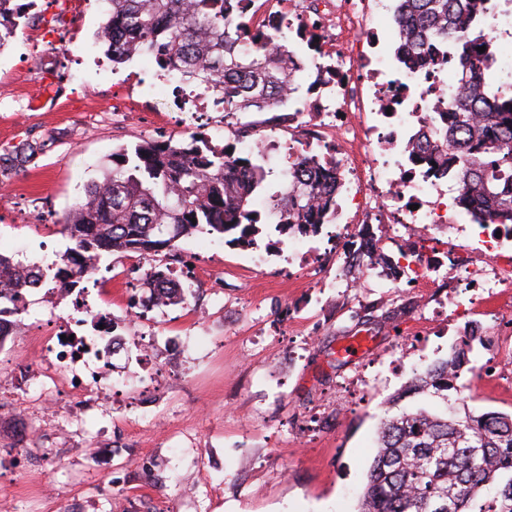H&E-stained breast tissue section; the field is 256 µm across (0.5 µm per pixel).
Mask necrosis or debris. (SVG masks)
Wrapping results in <instances>:
<instances>
[{
  "instance_id": "necrosis-or-debris-1",
  "label": "necrosis or debris",
  "mask_w": 512,
  "mask_h": 512,
  "mask_svg": "<svg viewBox=\"0 0 512 512\" xmlns=\"http://www.w3.org/2000/svg\"><path fill=\"white\" fill-rule=\"evenodd\" d=\"M367 1L275 0L279 28L309 46L300 59L311 77L306 105L297 107L288 96L281 109L289 126L316 120L325 132L313 142L296 138L281 146L265 136L258 147H279L286 177L302 156L323 158L337 178L338 196L354 206L358 223L366 227L365 239L352 255L361 273L369 272L380 233L386 230L396 232L402 242L393 287L445 276L468 293L511 287L512 226L501 225L499 232L475 242L467 239V219L456 204L459 184L449 173L427 174L412 151L419 133L438 131L444 113L455 109L464 78L458 64L463 41L448 38L431 44L442 66H405L395 54L382 53V45L398 39L399 31L384 22L369 26ZM318 37L336 44L337 53L315 47ZM426 224L454 230L459 242L449 247L447 258L428 246L422 232ZM67 295L72 309L61 319L60 334L44 349L46 377L64 380L76 391L93 387L111 394L102 361L116 330L112 314L89 299L85 283H76Z\"/></svg>"
}]
</instances>
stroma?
<instances>
[{
    "mask_svg": "<svg viewBox=\"0 0 512 512\" xmlns=\"http://www.w3.org/2000/svg\"><path fill=\"white\" fill-rule=\"evenodd\" d=\"M102 0H79L57 40L55 78L41 82L36 46L53 0L25 7L0 51V254L32 264L71 247L62 224L113 152L144 140L224 145L232 132L178 122L172 90L153 95L148 55L112 65L97 42ZM39 150L22 167L20 142ZM255 245L205 233L182 238L171 272L185 304L149 311L110 375L111 402L54 382L60 418L44 415L30 384L42 374L43 334L57 316L43 290L0 344V512H359L388 399L415 372L459 347L467 319L498 320L497 351L474 344L472 373L457 385L476 413L512 414V288L462 313L454 282L411 289V302L380 298L390 270L352 288L336 280L356 225L307 236L315 253L289 257L268 204ZM38 221H31V214ZM265 256L255 265V256ZM91 290L113 317L140 311L149 264L135 252L104 255Z\"/></svg>",
    "mask_w": 512,
    "mask_h": 512,
    "instance_id": "1",
    "label": "stroma"
}]
</instances>
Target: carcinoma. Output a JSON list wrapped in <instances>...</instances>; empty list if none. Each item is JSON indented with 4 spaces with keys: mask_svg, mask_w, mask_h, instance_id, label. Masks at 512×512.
<instances>
[{
    "mask_svg": "<svg viewBox=\"0 0 512 512\" xmlns=\"http://www.w3.org/2000/svg\"><path fill=\"white\" fill-rule=\"evenodd\" d=\"M11 2L0 0V50L18 27ZM252 2L106 0L98 40L115 65L144 52L165 74L171 63L178 64L183 83L211 85L224 103V116L245 134L251 124L241 117L261 107L273 111L284 94L302 99L304 83L303 71L286 65L288 48L274 38L273 25L241 43ZM488 2L401 0L396 54L410 66L433 65L426 55L429 43L437 36H470L472 15L486 10ZM472 43V53L459 61L469 78L458 90L456 111L437 138L418 142L416 151L435 172L451 166L449 153H465L468 163L456 171L459 205L477 224L512 225V188L502 186L512 178V95L505 93L512 82L497 84L490 42L476 36ZM112 157V167L87 185L64 221L63 232L74 246L55 263L34 267L36 274L19 287L50 279L69 288L83 277L84 258L97 262L103 252L132 251L151 260L196 232L243 247L256 243L260 217L251 206L266 192L268 176L261 150L214 145L199 134L189 144L143 141ZM316 165L301 158L294 184L269 195L279 234H317L335 213L336 188L313 172ZM467 347L469 340L448 359L415 374L390 404L420 394L448 402ZM488 487L494 495L479 501ZM361 512H512V415L417 408L386 418Z\"/></svg>",
    "mask_w": 512,
    "mask_h": 512,
    "instance_id": "cac0c4a2",
    "label": "carcinoma"
}]
</instances>
